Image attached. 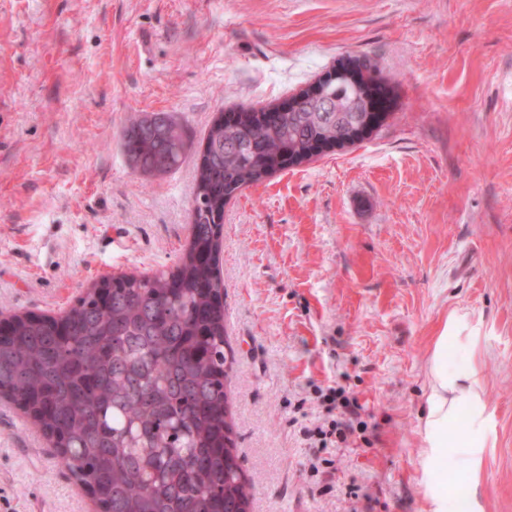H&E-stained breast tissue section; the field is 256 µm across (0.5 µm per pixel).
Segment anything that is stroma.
Instances as JSON below:
<instances>
[{"instance_id":"1","label":"stroma","mask_w":512,"mask_h":512,"mask_svg":"<svg viewBox=\"0 0 512 512\" xmlns=\"http://www.w3.org/2000/svg\"><path fill=\"white\" fill-rule=\"evenodd\" d=\"M370 60L390 115L366 140L224 209L225 351L253 512H426L427 367L449 318L491 412L481 512H512V0H0V314L59 316L101 276L173 270L196 153L147 177L121 149L166 112L195 141ZM343 387L366 427L306 431ZM93 502L0 401V512Z\"/></svg>"}]
</instances>
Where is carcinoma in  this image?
Masks as SVG:
<instances>
[{
  "mask_svg": "<svg viewBox=\"0 0 512 512\" xmlns=\"http://www.w3.org/2000/svg\"><path fill=\"white\" fill-rule=\"evenodd\" d=\"M361 81H337L325 96L281 111L239 108L211 125L209 152L196 167L197 214L222 211L243 188L312 158L319 142L342 143L362 119L364 98L388 90L364 59L348 57ZM129 165L165 175L189 149L183 127L165 112L134 118L124 129ZM213 225L195 219L191 240L211 248ZM224 286L212 257L187 251L175 272L125 279L112 302L89 291L61 323L21 321L0 340V364L13 372L0 391L38 403L44 432L68 437L61 465L95 489L106 512H250L252 481L238 463L228 411ZM141 430L160 447L133 443Z\"/></svg>",
  "mask_w": 512,
  "mask_h": 512,
  "instance_id": "obj_1",
  "label": "carcinoma"
}]
</instances>
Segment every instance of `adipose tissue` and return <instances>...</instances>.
I'll return each mask as SVG.
<instances>
[{"instance_id": "1", "label": "adipose tissue", "mask_w": 512, "mask_h": 512, "mask_svg": "<svg viewBox=\"0 0 512 512\" xmlns=\"http://www.w3.org/2000/svg\"><path fill=\"white\" fill-rule=\"evenodd\" d=\"M449 321L437 337L428 364L421 467L426 479L428 512H479L475 498L459 501L448 489L449 471L473 481L483 464L488 415L479 371L470 363L450 364L449 354L472 352L477 337L457 333Z\"/></svg>"}]
</instances>
